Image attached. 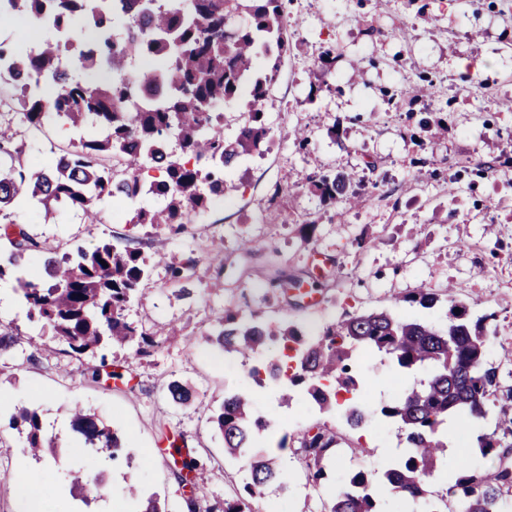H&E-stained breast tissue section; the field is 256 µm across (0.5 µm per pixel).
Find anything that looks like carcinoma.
Instances as JSON below:
<instances>
[{
    "label": "carcinoma",
    "instance_id": "obj_1",
    "mask_svg": "<svg viewBox=\"0 0 512 512\" xmlns=\"http://www.w3.org/2000/svg\"><path fill=\"white\" fill-rule=\"evenodd\" d=\"M125 19L124 32H113L114 20ZM29 18L56 36L31 44L0 41V83L10 85L18 111L17 123L39 130L52 115L65 116L75 128L88 126L93 138L80 137L71 150L47 164L32 166L23 159L12 124L0 122V280H15L20 299L32 320L54 330L55 339L78 354H94L107 343L130 344L141 355L153 345L147 330L126 319L131 298L147 278L138 250L102 241L91 249L70 251L47 239L36 240L27 225L16 222V210L30 203L51 214L59 209L82 213L86 223H99L96 206L104 199L133 200L160 195L165 206L139 209L134 224H163L175 234L185 230V216L206 208L224 195V169L257 152L267 136L262 115L281 59L288 52V18L283 0H0V26ZM94 30L97 39L81 44L78 55L71 34L76 21ZM264 58L262 67L257 60ZM158 60L160 67L130 74L136 59ZM112 68L113 79L100 85L83 82L72 65ZM247 99V117L235 134L224 137V112ZM157 170L162 179L148 184L141 172ZM311 186L325 201H360L348 173L319 175ZM42 254L45 280L29 269L31 252ZM195 260L170 268L182 283L181 295H192ZM398 303L432 308L436 294L418 288L396 298ZM448 322L434 325L426 318H406L390 309L357 313L310 337L286 323L271 326L242 320L222 310L219 329L210 341L222 351L251 359L271 345L294 351L289 383L302 388L322 410L338 405L339 394L358 390V366L374 354L426 378L380 413L396 420L408 445L406 455L377 479L357 470L328 500L324 512H380L378 486L390 488L402 507L427 494L436 468L448 448V418L473 424L487 418L491 405L512 400V386H503L500 369L487 359L490 336L484 323L472 321L466 308L447 293ZM282 367L275 361L246 372L249 386L224 397L213 416L224 440V453L242 459L248 478L239 495L224 501V512H253L254 501L271 485L285 486L276 458L259 449L267 424L254 407L253 387L267 379L261 370ZM8 427L24 435V452L40 458L60 447L48 438L36 410L21 407ZM71 428L84 439L88 454L113 459L119 440L112 428L79 408ZM483 456L497 458L491 471L462 463L456 469L443 504L453 499L454 512H512V419L498 417L495 430L477 438ZM340 441L318 427L300 438L307 478L313 487L328 479Z\"/></svg>",
    "mask_w": 512,
    "mask_h": 512
}]
</instances>
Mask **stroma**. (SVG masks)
Wrapping results in <instances>:
<instances>
[{"label":"stroma","mask_w":512,"mask_h":512,"mask_svg":"<svg viewBox=\"0 0 512 512\" xmlns=\"http://www.w3.org/2000/svg\"><path fill=\"white\" fill-rule=\"evenodd\" d=\"M285 13L290 49L263 114L269 134L259 153L226 170V193L191 214L187 233L132 223L136 209L162 205L159 197L104 200L97 224L73 210L17 212L39 239L65 249L107 240L146 258L162 247L168 257L152 266L142 296L126 310L128 321L154 335L147 356L110 344L94 356L67 352L49 328L27 318L15 282L0 281V328L16 336L0 355V416L18 405L37 409L44 433L63 440L56 456L36 461L15 431L0 430V471L36 468L44 512H135L126 494L132 483L168 512H224L247 472L225 456L210 423L225 396L246 382L240 359L208 340L223 308L315 335L349 315L390 308L395 296L422 286L440 300L413 313L439 324L452 290L470 316L493 314L488 356L512 371V108L503 105L512 100V0H285ZM329 48L332 73L317 90L312 73ZM463 58H485L492 67L465 72ZM426 84L431 96L405 93ZM296 128L307 143H294ZM76 138L64 118L52 117L43 135L25 137V158L44 161ZM319 172L353 174L361 205L322 201L308 181ZM246 238L261 240L262 249L246 251ZM190 258L195 292L185 300L168 267ZM296 279L314 288L315 301L298 297ZM102 360L125 382H93L88 369ZM360 377L353 403L365 419L355 431L345 429L343 408L319 410L275 384L256 389L255 408L270 422L260 442L288 478L287 488L265 490L256 512L268 500L281 501L285 512H323L351 472L383 471L401 452L396 424L378 409L419 373L371 356ZM175 380L191 387L188 403L169 398ZM77 406L111 425L123 446L116 459L89 463L91 482L81 493L63 478L88 463L71 429ZM315 425L345 439L317 491L296 453L300 433ZM173 440L189 449L205 482L177 478Z\"/></svg>","instance_id":"35a3bbf8"}]
</instances>
